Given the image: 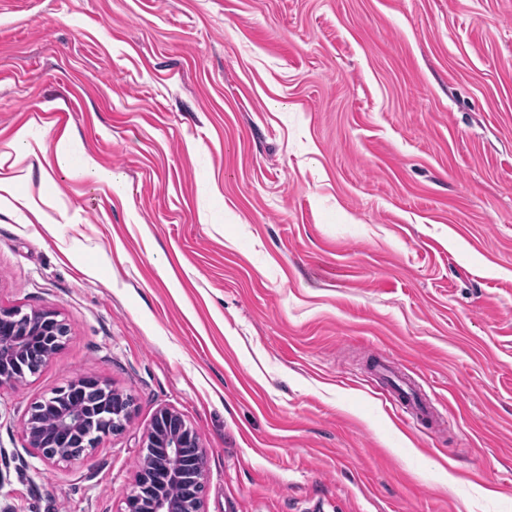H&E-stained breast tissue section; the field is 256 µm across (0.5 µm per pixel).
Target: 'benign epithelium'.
I'll return each mask as SVG.
<instances>
[{
  "instance_id": "benign-epithelium-1",
  "label": "benign epithelium",
  "mask_w": 512,
  "mask_h": 512,
  "mask_svg": "<svg viewBox=\"0 0 512 512\" xmlns=\"http://www.w3.org/2000/svg\"><path fill=\"white\" fill-rule=\"evenodd\" d=\"M68 333L55 310L0 305V389L36 373ZM132 406L129 396L95 378L72 380L28 409L22 447L47 464L77 461L122 431ZM141 448L125 512H205L206 450L183 415L159 408Z\"/></svg>"
}]
</instances>
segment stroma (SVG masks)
<instances>
[{
	"label": "stroma",
	"instance_id": "obj_1",
	"mask_svg": "<svg viewBox=\"0 0 512 512\" xmlns=\"http://www.w3.org/2000/svg\"><path fill=\"white\" fill-rule=\"evenodd\" d=\"M23 127L0 304L69 333L0 389L6 512H123L163 406L206 512H512V0H0ZM63 141L125 194L43 181ZM87 376L131 419L47 467L18 424ZM375 373L380 379L386 380L391 385L394 391L392 396L404 405L406 413L416 418L432 417V408L425 402L416 399L410 389L399 378L393 366L380 363Z\"/></svg>",
	"mask_w": 512,
	"mask_h": 512
}]
</instances>
